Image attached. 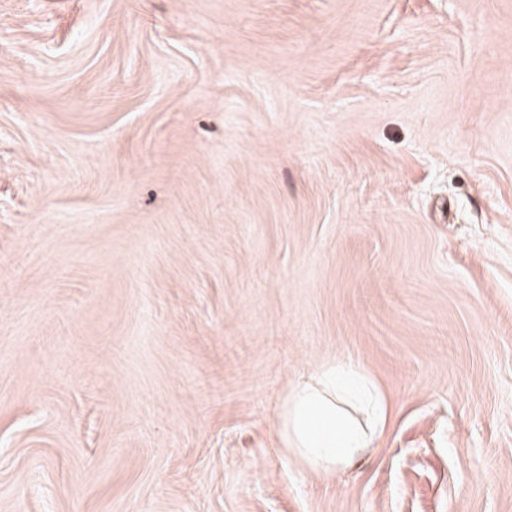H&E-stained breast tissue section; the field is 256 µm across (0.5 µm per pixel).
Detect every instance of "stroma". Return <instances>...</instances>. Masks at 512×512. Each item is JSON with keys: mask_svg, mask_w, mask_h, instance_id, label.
I'll use <instances>...</instances> for the list:
<instances>
[{"mask_svg": "<svg viewBox=\"0 0 512 512\" xmlns=\"http://www.w3.org/2000/svg\"><path fill=\"white\" fill-rule=\"evenodd\" d=\"M0 512H512V0H0ZM356 406L365 423L345 407ZM389 404L376 381L356 361L327 362L316 376L290 388L278 418L283 444L309 473L339 475L356 463L385 428Z\"/></svg>", "mask_w": 512, "mask_h": 512, "instance_id": "stroma-1", "label": "stroma"}]
</instances>
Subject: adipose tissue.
<instances>
[{"instance_id":"adipose-tissue-1","label":"adipose tissue","mask_w":512,"mask_h":512,"mask_svg":"<svg viewBox=\"0 0 512 512\" xmlns=\"http://www.w3.org/2000/svg\"><path fill=\"white\" fill-rule=\"evenodd\" d=\"M389 413L376 381L348 358L299 378L288 392L278 425L288 453L306 471L332 478L367 452Z\"/></svg>"}]
</instances>
